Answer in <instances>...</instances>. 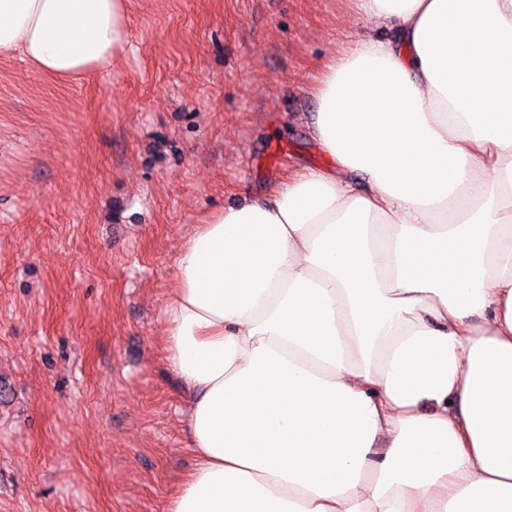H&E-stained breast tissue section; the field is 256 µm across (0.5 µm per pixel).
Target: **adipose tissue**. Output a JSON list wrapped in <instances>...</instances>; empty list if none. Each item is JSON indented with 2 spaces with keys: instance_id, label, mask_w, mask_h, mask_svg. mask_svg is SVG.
Listing matches in <instances>:
<instances>
[{
  "instance_id": "adipose-tissue-1",
  "label": "adipose tissue",
  "mask_w": 512,
  "mask_h": 512,
  "mask_svg": "<svg viewBox=\"0 0 512 512\" xmlns=\"http://www.w3.org/2000/svg\"><path fill=\"white\" fill-rule=\"evenodd\" d=\"M128 0H0V55L111 66ZM307 129L330 158L193 225L165 512H512V0H359Z\"/></svg>"
}]
</instances>
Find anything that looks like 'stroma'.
Instances as JSON below:
<instances>
[{
  "label": "stroma",
  "mask_w": 512,
  "mask_h": 512,
  "mask_svg": "<svg viewBox=\"0 0 512 512\" xmlns=\"http://www.w3.org/2000/svg\"><path fill=\"white\" fill-rule=\"evenodd\" d=\"M107 70L0 57V512H164L194 466L164 360L192 224L326 156L302 120L353 0H129Z\"/></svg>",
  "instance_id": "obj_1"
}]
</instances>
